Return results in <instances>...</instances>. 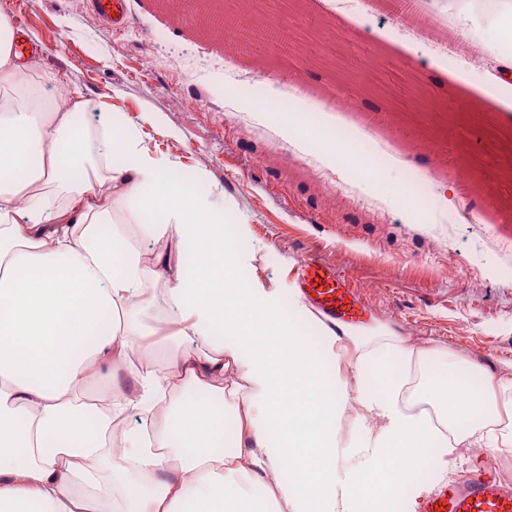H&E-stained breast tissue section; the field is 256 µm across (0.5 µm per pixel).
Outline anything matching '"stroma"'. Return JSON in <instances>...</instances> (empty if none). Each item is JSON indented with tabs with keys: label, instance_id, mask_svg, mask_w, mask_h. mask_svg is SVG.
Wrapping results in <instances>:
<instances>
[{
	"label": "stroma",
	"instance_id": "obj_1",
	"mask_svg": "<svg viewBox=\"0 0 512 512\" xmlns=\"http://www.w3.org/2000/svg\"><path fill=\"white\" fill-rule=\"evenodd\" d=\"M10 9L26 18L46 91L62 80L97 103L87 115L94 125L122 114L152 152L177 162L191 191L214 192L229 223L248 224L238 241L250 255L241 277L284 288L297 283L305 259H322L354 281L363 328H389L494 377L512 370V125L503 122L512 115V78L498 76L496 31L481 0H418L417 14L406 18L371 0L350 9L308 0L307 16L350 39L353 61L379 60L387 97L331 80L291 46L227 56L197 17L171 18L161 0H128L118 27L91 0H15ZM424 18L438 31L420 28ZM154 29L168 49L151 62L145 38ZM442 29L454 31L452 42L439 39ZM475 39L486 49L477 69L466 64ZM412 76L441 111H408L403 89ZM259 77L268 96L292 87L306 105L324 107L325 129L357 122L390 147L397 160L382 184L338 177L328 155L305 160L303 142L246 101L228 113L204 93ZM339 96L353 98L351 111H336ZM411 170L431 181L433 199L448 198V223L399 200ZM487 179L497 181V199L480 193ZM477 468L512 485V452L498 448H457L443 475Z\"/></svg>",
	"mask_w": 512,
	"mask_h": 512
}]
</instances>
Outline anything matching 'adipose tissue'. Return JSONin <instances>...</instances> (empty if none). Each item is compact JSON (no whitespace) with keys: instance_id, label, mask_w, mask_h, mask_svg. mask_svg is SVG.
I'll use <instances>...</instances> for the list:
<instances>
[{"instance_id":"1","label":"adipose tissue","mask_w":512,"mask_h":512,"mask_svg":"<svg viewBox=\"0 0 512 512\" xmlns=\"http://www.w3.org/2000/svg\"><path fill=\"white\" fill-rule=\"evenodd\" d=\"M0 9V512H393L460 445L512 447V378L423 371L389 329L317 322L296 288L242 279L222 206L188 192L135 126L76 121ZM166 246L144 264L117 219ZM168 275L166 373L131 368L150 278ZM318 323L312 346L305 331ZM418 384H411V374ZM146 429L101 453L89 386ZM355 413L358 429L343 421ZM466 428H459L461 419Z\"/></svg>"}]
</instances>
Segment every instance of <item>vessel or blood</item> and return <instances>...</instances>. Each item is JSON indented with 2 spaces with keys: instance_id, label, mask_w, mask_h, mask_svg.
Returning a JSON list of instances; mask_svg holds the SVG:
<instances>
[{
  "instance_id": "1",
  "label": "vessel or blood",
  "mask_w": 512,
  "mask_h": 512,
  "mask_svg": "<svg viewBox=\"0 0 512 512\" xmlns=\"http://www.w3.org/2000/svg\"><path fill=\"white\" fill-rule=\"evenodd\" d=\"M268 31L254 30L247 37L232 43L233 53H249L272 48ZM301 286L310 298L312 307L341 324H355L361 319V306L344 277L316 259H308L301 266ZM512 512V489L495 474L474 470L461 478L451 479L437 486L426 498L423 512Z\"/></svg>"
}]
</instances>
